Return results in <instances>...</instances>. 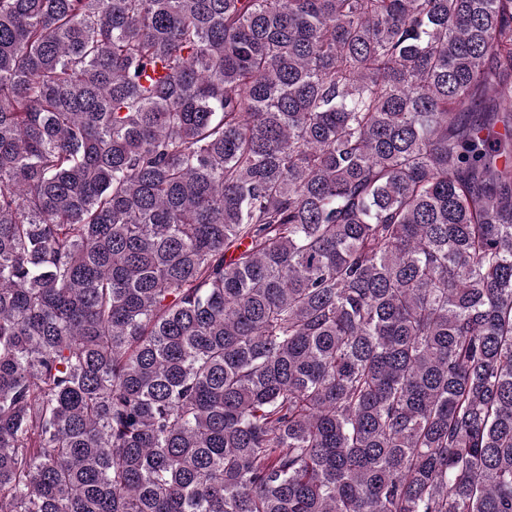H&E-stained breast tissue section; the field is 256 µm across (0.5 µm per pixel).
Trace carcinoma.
I'll return each mask as SVG.
<instances>
[{"label":"carcinoma","mask_w":512,"mask_h":512,"mask_svg":"<svg viewBox=\"0 0 512 512\" xmlns=\"http://www.w3.org/2000/svg\"><path fill=\"white\" fill-rule=\"evenodd\" d=\"M0 512H512V0H0Z\"/></svg>","instance_id":"obj_1"}]
</instances>
